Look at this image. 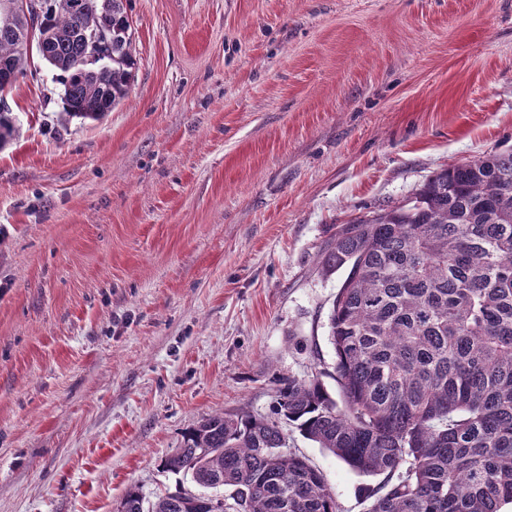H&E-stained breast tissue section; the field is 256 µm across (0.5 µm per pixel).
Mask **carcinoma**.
Returning a JSON list of instances; mask_svg holds the SVG:
<instances>
[{
	"mask_svg": "<svg viewBox=\"0 0 512 512\" xmlns=\"http://www.w3.org/2000/svg\"><path fill=\"white\" fill-rule=\"evenodd\" d=\"M126 0H40L36 54L67 115L98 120L136 64ZM112 30L92 67L84 35ZM24 25L0 11V73H26ZM347 272L329 337L341 401L317 378L281 383L272 414H211L163 468L203 489L117 512H338L324 476L288 451L292 428L356 472L367 512H502L512 505V150L456 163L405 204L342 224L323 258Z\"/></svg>",
	"mask_w": 512,
	"mask_h": 512,
	"instance_id": "1",
	"label": "carcinoma"
}]
</instances>
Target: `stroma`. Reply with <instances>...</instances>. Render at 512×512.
<instances>
[{
  "label": "stroma",
  "instance_id": "1",
  "mask_svg": "<svg viewBox=\"0 0 512 512\" xmlns=\"http://www.w3.org/2000/svg\"><path fill=\"white\" fill-rule=\"evenodd\" d=\"M99 120L31 58L0 148V512H115L282 380L332 396L339 225L512 149V0H128ZM341 512L377 484L290 433Z\"/></svg>",
  "mask_w": 512,
  "mask_h": 512
}]
</instances>
